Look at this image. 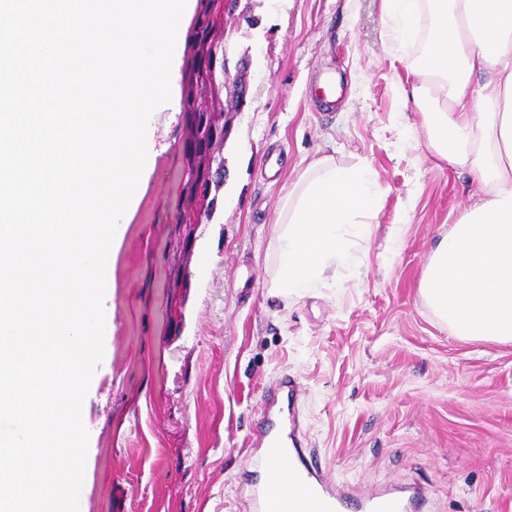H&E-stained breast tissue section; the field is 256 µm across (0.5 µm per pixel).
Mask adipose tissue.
<instances>
[{
	"mask_svg": "<svg viewBox=\"0 0 512 512\" xmlns=\"http://www.w3.org/2000/svg\"><path fill=\"white\" fill-rule=\"evenodd\" d=\"M399 84L428 150L479 192L433 247L419 292L454 335L512 343V0H383Z\"/></svg>",
	"mask_w": 512,
	"mask_h": 512,
	"instance_id": "ef3b65f1",
	"label": "adipose tissue"
}]
</instances>
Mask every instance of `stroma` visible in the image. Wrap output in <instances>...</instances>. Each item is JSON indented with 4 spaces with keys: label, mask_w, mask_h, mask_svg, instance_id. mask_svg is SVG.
<instances>
[{
    "label": "stroma",
    "mask_w": 512,
    "mask_h": 512,
    "mask_svg": "<svg viewBox=\"0 0 512 512\" xmlns=\"http://www.w3.org/2000/svg\"><path fill=\"white\" fill-rule=\"evenodd\" d=\"M247 103L223 149L212 221L180 242L182 85L152 114L160 150L115 249L103 364L84 399L83 512H252L250 450L265 389L297 379L298 433L328 477L418 488L422 512H512V344L461 339L418 290L477 185L423 131L387 132L402 104L382 0H252ZM345 92L324 107L326 72ZM370 164L384 190L359 267L291 300L270 291L280 200L307 163ZM403 247L384 251L393 224Z\"/></svg>",
    "instance_id": "stroma-1"
}]
</instances>
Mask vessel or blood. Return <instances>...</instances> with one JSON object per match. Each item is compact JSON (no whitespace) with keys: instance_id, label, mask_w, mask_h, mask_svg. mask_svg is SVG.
Wrapping results in <instances>:
<instances>
[{"instance_id":"vessel-or-blood-1","label":"vessel or blood","mask_w":512,"mask_h":512,"mask_svg":"<svg viewBox=\"0 0 512 512\" xmlns=\"http://www.w3.org/2000/svg\"><path fill=\"white\" fill-rule=\"evenodd\" d=\"M298 398L296 383L286 377L264 393L268 415L251 459L260 476L252 485L254 512H414V498L406 492L363 495L333 484L301 446L294 415Z\"/></svg>"}]
</instances>
